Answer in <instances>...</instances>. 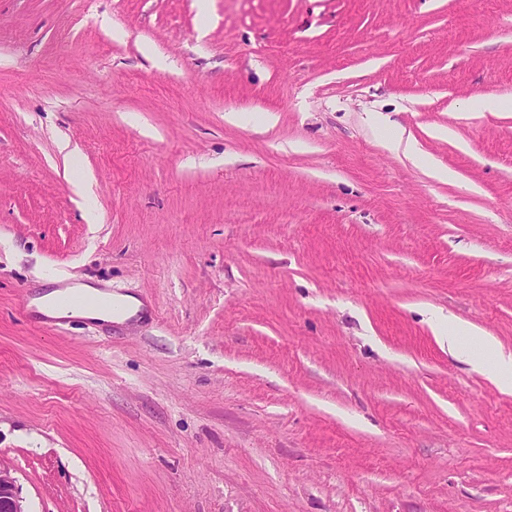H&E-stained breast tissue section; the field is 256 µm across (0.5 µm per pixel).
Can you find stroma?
Here are the masks:
<instances>
[{"label": "stroma", "mask_w": 512, "mask_h": 512, "mask_svg": "<svg viewBox=\"0 0 512 512\" xmlns=\"http://www.w3.org/2000/svg\"><path fill=\"white\" fill-rule=\"evenodd\" d=\"M74 281L147 313L44 325ZM438 314L512 353V0H0L25 512H512Z\"/></svg>", "instance_id": "obj_1"}]
</instances>
